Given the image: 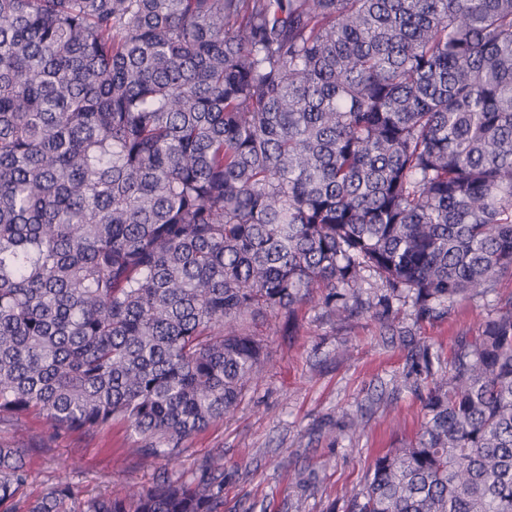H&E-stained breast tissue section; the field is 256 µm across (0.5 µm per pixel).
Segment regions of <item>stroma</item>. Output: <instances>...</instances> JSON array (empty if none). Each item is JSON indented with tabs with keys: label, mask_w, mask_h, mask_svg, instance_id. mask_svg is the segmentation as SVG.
<instances>
[{
	"label": "stroma",
	"mask_w": 512,
	"mask_h": 512,
	"mask_svg": "<svg viewBox=\"0 0 512 512\" xmlns=\"http://www.w3.org/2000/svg\"><path fill=\"white\" fill-rule=\"evenodd\" d=\"M510 296L507 275L490 292L428 315L397 301L392 330L374 311L341 320L315 303L270 319L257 328L268 352L261 377L231 415L188 440L174 475H191L220 448L223 512H346L376 456L416 434L427 389L451 374L455 351ZM356 416L364 428L354 433ZM20 432L30 446L23 498H37L60 479L94 495L150 485L164 471L161 460L131 456L135 436L121 423L52 437L35 413L0 421V442ZM303 467L313 479L300 487L294 472Z\"/></svg>",
	"instance_id": "obj_1"
}]
</instances>
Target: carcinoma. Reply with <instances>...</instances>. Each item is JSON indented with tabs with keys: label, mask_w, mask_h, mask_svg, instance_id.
<instances>
[{
	"label": "carcinoma",
	"mask_w": 512,
	"mask_h": 512,
	"mask_svg": "<svg viewBox=\"0 0 512 512\" xmlns=\"http://www.w3.org/2000/svg\"><path fill=\"white\" fill-rule=\"evenodd\" d=\"M512 274V0H0V420L181 461L315 299L423 311ZM346 512H512V297ZM9 512H220L190 476Z\"/></svg>",
	"instance_id": "carcinoma-1"
}]
</instances>
